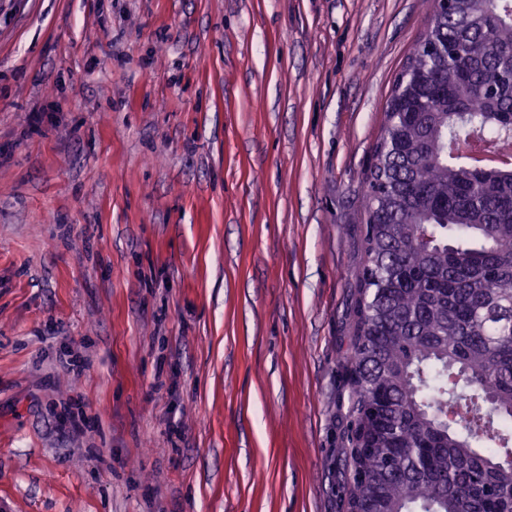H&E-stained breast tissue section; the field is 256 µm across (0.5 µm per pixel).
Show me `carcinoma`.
Instances as JSON below:
<instances>
[{"label": "carcinoma", "mask_w": 512, "mask_h": 512, "mask_svg": "<svg viewBox=\"0 0 512 512\" xmlns=\"http://www.w3.org/2000/svg\"><path fill=\"white\" fill-rule=\"evenodd\" d=\"M433 3L366 177L349 512H512V0Z\"/></svg>", "instance_id": "carcinoma-1"}]
</instances>
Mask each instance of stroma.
Masks as SVG:
<instances>
[{"instance_id": "stroma-1", "label": "stroma", "mask_w": 512, "mask_h": 512, "mask_svg": "<svg viewBox=\"0 0 512 512\" xmlns=\"http://www.w3.org/2000/svg\"><path fill=\"white\" fill-rule=\"evenodd\" d=\"M430 13L0 0V512H345L365 174Z\"/></svg>"}]
</instances>
